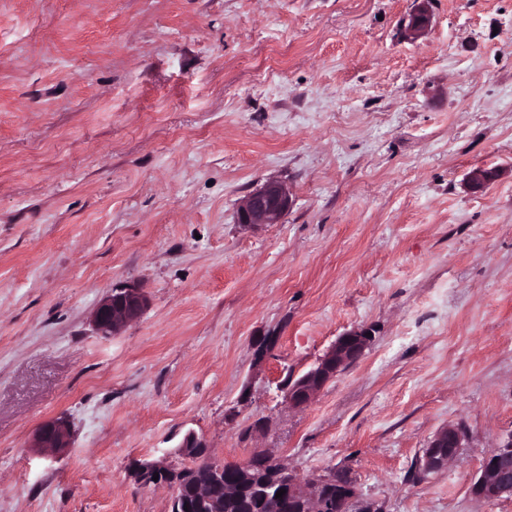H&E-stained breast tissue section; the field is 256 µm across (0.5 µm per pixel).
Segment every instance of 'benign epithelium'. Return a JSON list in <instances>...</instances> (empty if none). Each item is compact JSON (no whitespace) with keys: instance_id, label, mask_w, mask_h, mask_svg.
Here are the masks:
<instances>
[{"instance_id":"1","label":"benign epithelium","mask_w":512,"mask_h":512,"mask_svg":"<svg viewBox=\"0 0 512 512\" xmlns=\"http://www.w3.org/2000/svg\"><path fill=\"white\" fill-rule=\"evenodd\" d=\"M419 2V7L409 15L405 24L407 32L415 37L422 35L431 23L430 0ZM500 176L498 169L477 167L467 174V182L471 188L482 190ZM291 205L288 188L278 181H267L242 200L238 208V223L247 226L279 224ZM145 304V295L137 288L112 291L101 300L94 312L93 322L98 334L104 337L117 335L126 325L139 318ZM368 332L367 328H357L342 334L304 375L295 381H285L282 391L288 407H308L328 383L356 364L370 345L371 338L366 336ZM464 437L463 429L457 425L440 429L423 449L418 469L424 474L446 469L448 463L458 456ZM30 447L49 452L70 447L68 422L56 418L44 423L34 434ZM179 451L197 463L211 465L212 481L199 486L197 493L210 501L212 512H222V499L212 494V489L224 484V463L213 458L205 443L193 433L186 435ZM258 460L275 470L272 485L281 484L282 476H287L288 491L280 499V507L286 509L299 500L304 505V512H322L329 502L327 485L331 475L312 474L303 478L282 459L267 452H254L236 463V467L246 471ZM155 473L158 474L156 484L168 486L172 496H177L184 470L158 463H144L136 472V482L142 486L143 476ZM471 494L486 501L512 498V436L483 460L480 473L471 485ZM336 512H382V509L372 501L360 499L358 490L349 487L336 501Z\"/></svg>"}]
</instances>
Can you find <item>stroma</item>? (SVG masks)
<instances>
[{
  "label": "stroma",
  "instance_id": "35a3bbf8",
  "mask_svg": "<svg viewBox=\"0 0 512 512\" xmlns=\"http://www.w3.org/2000/svg\"><path fill=\"white\" fill-rule=\"evenodd\" d=\"M0 0V512H171L134 466L350 467L383 512L470 493L512 435V0ZM477 166L503 175L482 191ZM281 181V223L237 221ZM147 296L119 335L112 289ZM365 355L307 408L280 387ZM63 417L69 448L29 441ZM456 461L418 479L442 427ZM420 5L406 20V30L415 37L422 35L430 26L431 13L429 10L430 0H419ZM146 304L145 295L137 288L112 290L98 304L93 322L100 336L117 335L126 325L141 315ZM368 328H357L342 334L318 359L316 364L295 381L286 379L282 391L288 408L308 407L325 386L335 381L365 354L371 338Z\"/></svg>",
  "mask_w": 512,
  "mask_h": 512
}]
</instances>
